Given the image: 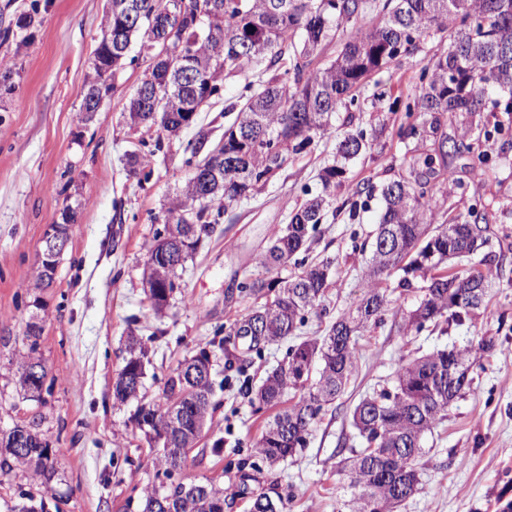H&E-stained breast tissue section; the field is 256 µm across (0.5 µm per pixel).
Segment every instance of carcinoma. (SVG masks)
<instances>
[{
  "label": "carcinoma",
  "instance_id": "1",
  "mask_svg": "<svg viewBox=\"0 0 512 512\" xmlns=\"http://www.w3.org/2000/svg\"><path fill=\"white\" fill-rule=\"evenodd\" d=\"M375 5L367 0H185V11L194 15L202 9L204 23L190 19L179 27L171 42L181 47L187 59L202 71L207 82L200 85L188 78L147 69L140 87L157 89L159 99H168L169 109L156 105L151 96H134L127 107L130 126L156 132L153 149L132 152L136 166L149 165L148 156L161 150L164 140L179 137L187 128L184 113L194 105L221 95L224 80L244 74L256 65L261 89L241 107L232 104L224 134L213 146L200 137L187 143L185 150L198 162L188 177L181 197L166 208L161 224L170 225L167 238L155 230L147 255L165 265L176 254L175 242L186 240L183 258L209 235L217 216L244 199L257 194L280 170L288 157L302 153L314 136L326 133L331 119L340 112L358 108V97L366 79L401 56L420 51V38L429 29L446 22L457 26L448 51L435 53L420 77L419 91L405 105V117H430L429 126L402 124L401 140L420 139L432 133L443 166L444 182L456 185L447 159L468 153L474 164L493 162L487 142L496 141L512 129V0H382L376 5L383 18L366 24L360 17ZM164 0H110L112 23L122 28L126 46L137 47L138 56L150 59L159 51L162 32L156 14ZM344 23L352 25L349 39L330 63L316 66L317 51ZM128 53L110 49L107 33L95 50L94 83L117 78ZM483 112L507 116L493 126L477 120ZM456 120L457 134L448 135V122ZM368 148L364 132L347 134L336 148V158L321 174L322 190L304 201L288 216V223L259 259V266L270 273L288 265L306 246L310 233L322 223L332 205L336 187L346 174V164ZM224 155V169L214 173L206 158ZM417 188L404 180H392L377 188L371 184L353 192L350 208L367 205L379 196L377 230L361 252L365 259L363 296L356 306L329 323L326 334L306 338L288 349L287 356L263 379L255 392L258 408L277 407L292 396L294 403L277 412L258 437L253 454L234 463L237 482L224 488L206 483L207 495L190 497L175 479L180 465L177 449L195 444L216 410L211 373L197 370L199 357L178 364L168 376L163 397L147 401L136 396V427L144 434L154 453L156 472L139 498V512H165L158 498L170 499L174 512H219L227 497L244 494L249 482L261 483L265 471L305 448L311 425L325 407L344 391L358 361V338L371 325L382 320L390 305L383 283L393 273L398 287L423 286L417 306L410 310L397 331H420L430 325L445 333L454 323L478 314L484 307L488 276L478 269L461 273L449 262L468 257L492 245L495 231L485 223L476 204L444 219L432 228L423 222L431 207L434 188L430 181H416ZM364 201H359L360 197ZM334 261L325 258L303 265L300 272L286 278L256 277L239 286V292L262 303L245 319L238 320L227 338L212 339L211 345L231 368L245 355L260 351L294 335L304 323L305 314L314 310L330 285ZM176 280L162 282L159 290L148 291L152 306L161 310L170 303ZM464 295V302L457 301ZM260 323V336L247 345L231 343L243 324ZM492 338L480 340L475 349H436L400 365L391 384L364 396L354 407L352 424L362 447L350 449L342 458L348 487L357 490L349 512H395L413 496L420 484L419 458L424 435L439 425L452 405L470 388L474 356L495 349ZM147 351L126 359L119 376L129 381L144 379ZM318 376L312 377L313 368ZM170 414L178 426L162 435L155 420ZM24 443L17 440L18 429L0 437V473L24 466L34 475L49 479L52 465L50 443L32 419L24 425ZM275 510L284 512V497L271 485L251 501L250 512H260L269 495Z\"/></svg>",
  "mask_w": 512,
  "mask_h": 512
}]
</instances>
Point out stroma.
<instances>
[{
  "label": "stroma",
  "instance_id": "1",
  "mask_svg": "<svg viewBox=\"0 0 512 512\" xmlns=\"http://www.w3.org/2000/svg\"><path fill=\"white\" fill-rule=\"evenodd\" d=\"M107 7L108 0H0V429L40 416L41 430L57 451L55 473L46 483L18 470L0 478V512L24 491L61 512H137L127 501L152 476L153 456L131 421L133 405H117L112 395L129 338H141L148 347L144 392L160 398L178 361L208 348L216 329L255 308L254 298L233 293V285L260 275L258 256L292 210L319 191L321 170L349 131L342 118L333 119L328 133L291 156L260 193L223 213L180 270L169 306L156 311L143 280L144 261L156 216L191 172L183 143L202 135L217 142L225 107L239 101L259 73L226 79L223 96L153 156L150 176L133 173L128 154L146 132L130 129L125 106L147 61L126 65L99 111L81 109ZM451 40V29H430L419 52L367 80L358 122L371 148L351 163L338 199L368 182H412L424 172L433 140L406 144L396 130L405 120L403 99L418 90L429 58L447 50ZM491 150L505 157L489 167H472L460 155L449 158L460 186L438 193L424 217L438 224L457 202L481 206L497 233L496 259L487 261L479 252L455 265L485 271L487 311L443 336L398 333L396 325L419 293L397 292L396 278H389L391 304L383 323L359 338L360 360L344 394L314 422L305 449L267 474L288 499L285 512H345L351 490L337 446L360 445L352 425L360 397L393 380L400 361L483 336L495 337L497 346L477 358L471 390L425 435L420 490L397 512H512V145L495 143ZM68 204L77 219L56 281L35 287L44 233L61 223ZM379 205L374 199L356 217L343 212L326 219L312 234L310 256L339 260L323 302L328 317L354 308L363 294L365 257L359 247L375 228ZM32 323L43 328L39 353L52 382L39 403L24 398L12 363ZM288 347L284 341L248 354L238 370L216 360L215 379L224 385L216 393L219 405L181 478L235 482L233 461L250 454L269 416L254 411L250 388ZM219 437L224 452L218 457L210 448Z\"/></svg>",
  "mask_w": 512,
  "mask_h": 512
}]
</instances>
